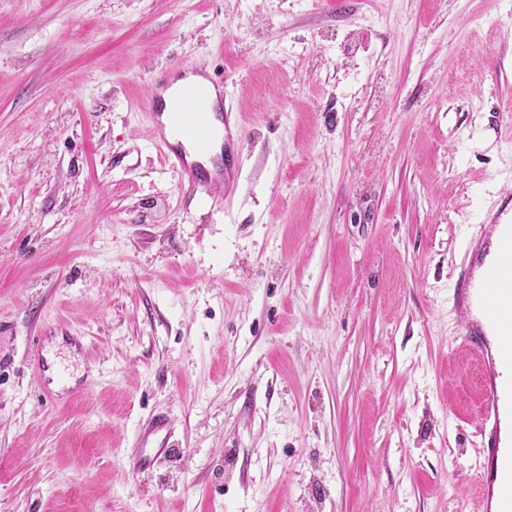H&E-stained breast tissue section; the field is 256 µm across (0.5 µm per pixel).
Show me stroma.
Instances as JSON below:
<instances>
[{
	"instance_id": "obj_1",
	"label": "stroma",
	"mask_w": 512,
	"mask_h": 512,
	"mask_svg": "<svg viewBox=\"0 0 512 512\" xmlns=\"http://www.w3.org/2000/svg\"><path fill=\"white\" fill-rule=\"evenodd\" d=\"M194 61L244 133L202 203L145 116ZM510 126L512 0H0V512H460ZM152 439L150 443L149 440ZM171 433L169 421L164 416L157 417L150 429L144 433L141 448H150L149 451H140L132 458L134 470L146 469L153 466L158 459L172 455ZM151 445V446H148Z\"/></svg>"
}]
</instances>
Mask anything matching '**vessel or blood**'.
Returning <instances> with one entry per match:
<instances>
[{"instance_id": "vessel-or-blood-1", "label": "vessel or blood", "mask_w": 512, "mask_h": 512, "mask_svg": "<svg viewBox=\"0 0 512 512\" xmlns=\"http://www.w3.org/2000/svg\"><path fill=\"white\" fill-rule=\"evenodd\" d=\"M153 139L166 165L177 173L185 197L211 198L216 191L232 188L243 149L242 128L231 112H209L204 93L196 86L168 91L156 85L146 104ZM224 132L220 162L206 170L190 160L181 143L171 142L169 130L206 141L212 121ZM491 230L469 246L467 261L457 278L458 309L463 312L461 338L483 369L480 403L484 452L488 461L506 460V467L488 470L482 477V503L487 512H512V194L501 196L485 212ZM149 450L135 454L133 469L153 466L170 456L169 421L157 417L144 434Z\"/></svg>"}]
</instances>
